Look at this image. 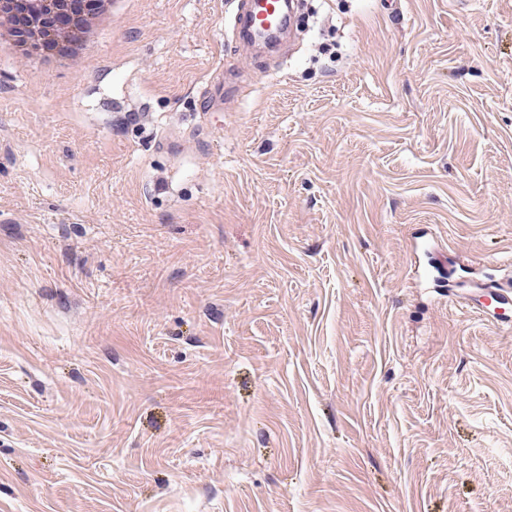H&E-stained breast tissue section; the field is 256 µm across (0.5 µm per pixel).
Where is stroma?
<instances>
[{
  "label": "stroma",
  "mask_w": 512,
  "mask_h": 512,
  "mask_svg": "<svg viewBox=\"0 0 512 512\" xmlns=\"http://www.w3.org/2000/svg\"><path fill=\"white\" fill-rule=\"evenodd\" d=\"M128 0L0 48V512H512V0ZM224 110L201 93L227 62ZM458 306L421 287L425 226ZM70 4L68 13L53 14L41 22L43 28L52 29L63 37L67 33L73 15H81L88 19L98 0H58ZM125 0H104L92 21H79L69 29V36L62 40L52 32H45L37 27L27 29V35H32L31 41L39 47L40 56L49 61L57 56L71 59L82 58L87 48L95 41L100 29L110 25L115 18L119 4ZM291 12V2L287 0H238V37L263 48L282 45L288 35ZM476 293L481 298V304L470 312L480 321L491 325L505 322L503 319L512 311V290L486 282L479 283Z\"/></svg>",
  "instance_id": "obj_1"
}]
</instances>
